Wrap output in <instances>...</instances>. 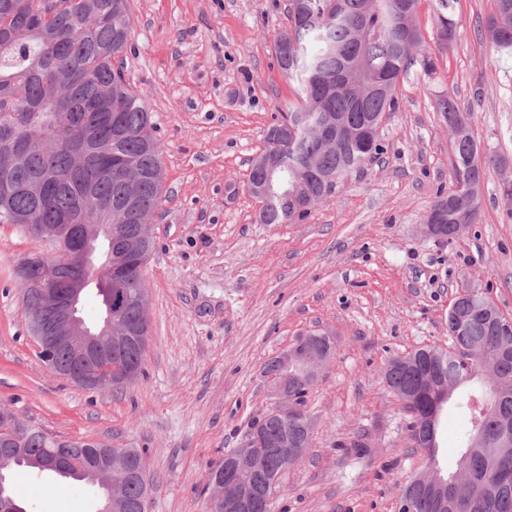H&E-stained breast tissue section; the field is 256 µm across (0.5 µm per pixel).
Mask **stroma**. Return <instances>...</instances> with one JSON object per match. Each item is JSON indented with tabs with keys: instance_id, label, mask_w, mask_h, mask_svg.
Instances as JSON below:
<instances>
[{
	"instance_id": "obj_1",
	"label": "stroma",
	"mask_w": 512,
	"mask_h": 512,
	"mask_svg": "<svg viewBox=\"0 0 512 512\" xmlns=\"http://www.w3.org/2000/svg\"><path fill=\"white\" fill-rule=\"evenodd\" d=\"M287 4L130 0L126 77L164 148L136 378L87 390L38 358L14 271L40 245L0 224V409L61 439L139 449L148 512H210V467L274 405L264 363L310 330L331 333L333 354L307 396V454L283 474L271 512H397L425 461L387 389L388 361L445 344L448 309L465 289L512 318L500 169L488 171L478 222L453 243L422 231L452 168L440 95L455 93L482 153L512 163V53L482 34L495 0H456L465 34L448 52L433 0H421L415 22L435 70L417 63L401 79L383 153L306 219L262 224L246 183L278 105L296 99L272 46ZM16 492L27 512H94L82 483L48 473L19 475Z\"/></svg>"
}]
</instances>
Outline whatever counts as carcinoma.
<instances>
[{
  "label": "carcinoma",
  "mask_w": 512,
  "mask_h": 512,
  "mask_svg": "<svg viewBox=\"0 0 512 512\" xmlns=\"http://www.w3.org/2000/svg\"><path fill=\"white\" fill-rule=\"evenodd\" d=\"M419 0H288V40L273 52L282 74L298 84L301 102L278 107L282 124L266 133L261 153L254 159L247 181L253 194L264 165L288 175V188L275 186L278 196L262 202L259 222L287 224L302 220L329 197L348 174L383 153L378 130L383 118L398 104L397 87L410 66L421 61L433 70L431 56L414 16ZM438 38L452 49L463 30L454 18L455 0H434ZM495 12L483 28L491 45L512 49V0H495ZM0 182L19 187L0 208V224L11 223V213L28 212L37 224H54L62 214H90L99 198L120 206L113 215L118 233L135 239L134 247L112 255L115 273L112 291L126 296H148L144 267L153 238L146 220L160 207L163 147L144 102L126 80L124 60L131 47L129 0H0ZM69 90L75 107L101 137L112 138L111 149L99 156L85 149L79 130L61 137L54 126L56 96ZM106 96L108 106L97 108ZM437 111L452 136L451 187L439 191L431 211H444L448 233L457 224H474L482 206L481 188L487 166L503 165L481 154L469 133L468 118L456 96L446 93ZM45 175L52 182L44 198L24 190ZM137 182L134 208H121L128 180ZM463 353L448 352L446 375L454 389L442 407L459 417L456 471L471 478L481 496L496 481L499 470L512 464V440L495 444L500 420L512 416V357L498 359L494 345L512 346V323L472 319L458 338ZM146 339L112 344V357L140 370ZM385 378L399 390L416 387L419 369L392 358ZM16 443H5L14 461L0 471V496L15 498L13 478L19 470H37L99 487V481L71 469L43 464L48 448L63 440L18 418L13 424ZM224 475V463L208 474L206 490L210 512L221 505L213 498V483ZM144 487L126 485L122 512H141Z\"/></svg>",
  "instance_id": "carcinoma-1"
}]
</instances>
